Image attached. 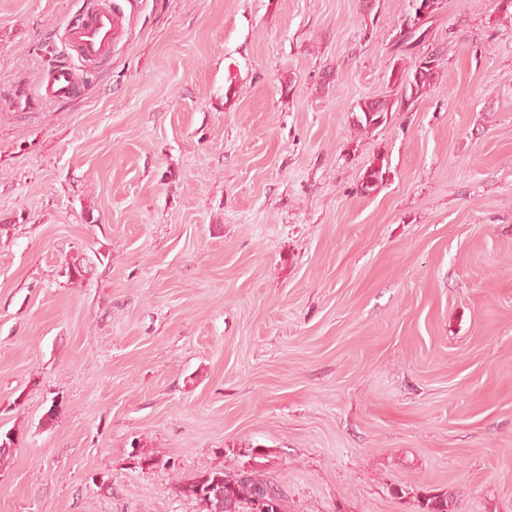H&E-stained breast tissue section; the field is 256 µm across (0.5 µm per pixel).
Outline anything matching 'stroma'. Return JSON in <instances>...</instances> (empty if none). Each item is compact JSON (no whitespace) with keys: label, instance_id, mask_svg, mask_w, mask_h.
<instances>
[{"label":"stroma","instance_id":"obj_1","mask_svg":"<svg viewBox=\"0 0 512 512\" xmlns=\"http://www.w3.org/2000/svg\"><path fill=\"white\" fill-rule=\"evenodd\" d=\"M111 2L87 64L85 0H0V512H512V14L439 0L363 131L411 0ZM92 8L76 23L71 40L87 61L99 59L112 45L118 31V16L111 6L92 0ZM420 58L405 62L403 55L398 56V60L401 62L396 66L395 84L398 85L401 92L400 97H397L396 102L377 98L358 102L352 112L359 114V127L365 130L378 128L387 121L386 113L396 111L402 103H414L430 87L435 73L433 67L422 69L417 76L415 75ZM77 86V77L72 69L61 67L50 74L46 93L53 98L67 97ZM178 490L182 496L194 500L202 512H259V501L269 498L270 493L276 495L278 504V508L273 507L270 511L286 512L280 490L247 469L206 470L181 484ZM216 492L222 495V500L216 497ZM223 500L224 510L219 511L218 506ZM418 512H456V500L451 492L433 494L418 499Z\"/></svg>","mask_w":512,"mask_h":512}]
</instances>
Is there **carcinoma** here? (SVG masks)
Returning <instances> with one entry per match:
<instances>
[{
	"mask_svg": "<svg viewBox=\"0 0 512 512\" xmlns=\"http://www.w3.org/2000/svg\"><path fill=\"white\" fill-rule=\"evenodd\" d=\"M397 65L395 84L400 97L388 99H365L358 102L354 111L358 113L359 126L365 130L379 127L387 121L386 113L393 107L415 102L428 87L434 77V70L425 68L417 71L419 60L403 61ZM383 167H369L365 170L361 186L367 192L376 191L383 184ZM179 493L194 500L202 512H259V501L273 493L277 497L278 508L271 512H285L283 496L273 484L247 469L239 471L210 469L197 474L179 486ZM456 500L450 492L433 494L418 500V512H454Z\"/></svg>",
	"mask_w": 512,
	"mask_h": 512,
	"instance_id": "1",
	"label": "carcinoma"
}]
</instances>
